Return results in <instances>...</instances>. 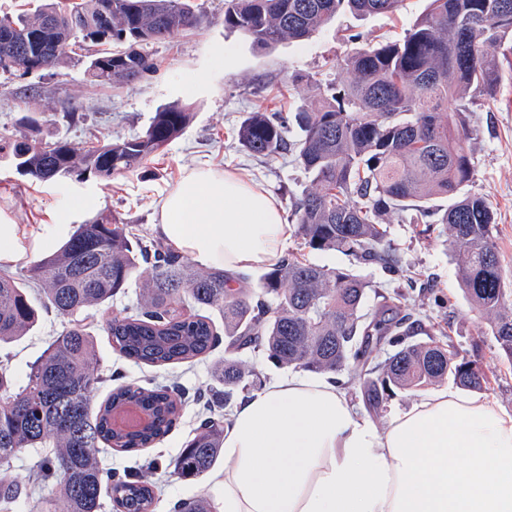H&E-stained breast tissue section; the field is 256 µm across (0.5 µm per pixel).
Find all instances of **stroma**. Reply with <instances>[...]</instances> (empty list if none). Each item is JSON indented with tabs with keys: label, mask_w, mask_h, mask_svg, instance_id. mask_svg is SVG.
<instances>
[{
	"label": "stroma",
	"mask_w": 512,
	"mask_h": 512,
	"mask_svg": "<svg viewBox=\"0 0 512 512\" xmlns=\"http://www.w3.org/2000/svg\"><path fill=\"white\" fill-rule=\"evenodd\" d=\"M201 3L208 23L147 46L156 66L133 84L94 83L82 57L40 73H0V132H19L20 118L32 115L41 123L34 140L60 137L78 150L96 136L118 139L140 133L155 112L172 103L185 105L194 114L183 135L143 168L108 180L91 176L32 181L0 160V211L29 233L60 209L67 210L74 228L111 212L138 234L155 240L159 237L156 210L164 196L184 168L207 163L251 176L282 203L285 212H292L307 184L304 172L289 156L263 158L243 151L236 139L241 121L256 108L284 112L311 105L312 92L294 86L293 75L334 80L337 63L356 48L353 34L373 41L401 36L427 6L426 0H404L393 16L357 17L343 11L309 39L264 49L254 46L245 34L225 29L224 0ZM502 68L503 79L492 98L474 106L470 115L469 146L475 169L470 189L485 197L495 212L498 251L506 278L512 281V55L504 59ZM75 198L82 199V206L72 207ZM388 240L393 259L389 266L359 265L335 251L304 254L307 261L319 265L355 267L370 280L374 291L367 296L366 309H374L379 294H404L418 340L431 333L451 350L478 353L489 379L486 394L512 413V364L503 359L483 315L468 302L457 276L456 251L441 235L439 225L427 228L395 217L388 226ZM66 324L56 313H41L27 336L0 349V362L16 378H24ZM97 342L105 374L119 384L174 380L194 390L212 384L213 364L225 355L219 348L212 357L191 365L157 368L119 355L107 336H98ZM200 420L198 405L187 403L179 423L154 448L143 454L115 452L105 462L114 470L134 473L145 458L158 459L162 467L152 476L157 486L154 512H173L178 501L210 493L208 478L183 479L170 466Z\"/></svg>",
	"instance_id": "obj_1"
}]
</instances>
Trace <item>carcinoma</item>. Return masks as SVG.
<instances>
[{
	"mask_svg": "<svg viewBox=\"0 0 512 512\" xmlns=\"http://www.w3.org/2000/svg\"><path fill=\"white\" fill-rule=\"evenodd\" d=\"M403 0H224V27L272 47L301 41L343 8L357 15L395 14ZM208 16L191 0H56L31 12L0 16V72L27 69L38 56L56 69L76 53L67 42L80 23L96 47L88 73L120 85L155 68L144 46L200 27ZM512 52V0H429L426 11L395 40L368 42L348 54L346 82L328 84L309 74L292 82L315 92V104L288 118L254 110L236 137L254 156L290 153L309 184L292 210L302 245L365 262H384L387 229L395 216L441 224L459 257L458 278L470 304L488 320L491 335L512 362V300L499 259L496 220L486 199L468 190L474 177L469 139L472 107L491 97L501 70L491 49ZM453 110H448V101ZM192 113L177 104L160 109L140 134L90 141L75 150L63 139L32 141L0 133V158L35 181L90 175L110 178L140 169L180 137ZM301 131L287 138L288 124ZM448 200L436 209L432 201ZM138 289L137 302L104 319L112 349L150 366L165 367L229 349H263L270 362L317 374H350V383L379 408L394 390L435 385L450 377L465 389L485 382L477 356H461L434 337L414 339L401 316L400 295H382L364 311L371 282L288 253L259 279L222 268L194 270L184 257L132 232L115 215L82 224L56 251L17 273L0 271V345L26 335L38 308L68 320L22 381L0 366V507L4 512L31 491L11 472L25 449L39 454L32 484L51 497L39 512H153L155 485L147 472L119 473L103 464L110 448H152L175 426L184 404L202 408L196 433L174 461L175 474L200 478L224 448V416L249 390L255 372L237 357L214 366L215 384L189 394L177 382L151 387L118 385L99 403L109 381L97 354L90 308L106 310L119 294ZM395 347L383 360L370 343ZM148 410L147 427L118 430L115 411ZM175 512H213L204 498L180 501Z\"/></svg>",
	"mask_w": 512,
	"mask_h": 512,
	"instance_id": "obj_1",
	"label": "carcinoma"
}]
</instances>
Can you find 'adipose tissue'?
<instances>
[{"label": "adipose tissue", "mask_w": 512, "mask_h": 512, "mask_svg": "<svg viewBox=\"0 0 512 512\" xmlns=\"http://www.w3.org/2000/svg\"><path fill=\"white\" fill-rule=\"evenodd\" d=\"M56 212L33 236L0 213V265L63 236ZM162 238L200 264L266 268L294 227L246 174L199 164L162 200ZM216 512H512V415L442 386L376 424L331 376L294 374L242 399L224 430Z\"/></svg>", "instance_id": "adipose-tissue-1"}]
</instances>
